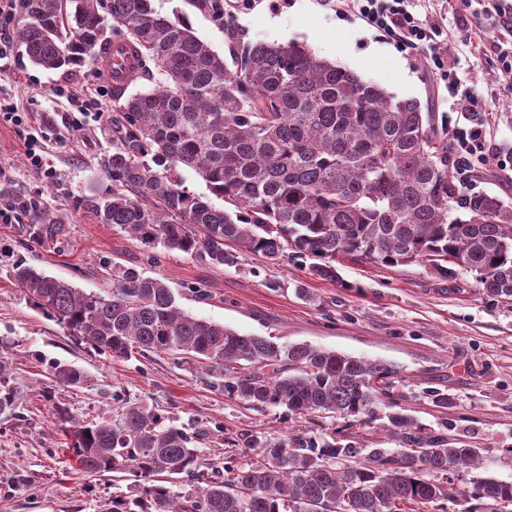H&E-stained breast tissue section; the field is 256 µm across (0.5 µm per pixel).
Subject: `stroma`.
Masks as SVG:
<instances>
[{
    "instance_id": "stroma-1",
    "label": "stroma",
    "mask_w": 512,
    "mask_h": 512,
    "mask_svg": "<svg viewBox=\"0 0 512 512\" xmlns=\"http://www.w3.org/2000/svg\"><path fill=\"white\" fill-rule=\"evenodd\" d=\"M164 15H183L196 36L220 56H228L231 36L241 43L291 41L338 62L400 98H413L448 113L453 126H465L472 107L488 112V131L497 146H512V92L499 84L495 61L479 39H467L474 26L460 0H434L419 16L443 15L437 46L454 66L462 86L477 103H452L443 81L432 74L424 54L402 50L393 40L353 14H339L320 0H249L231 27L193 0H153ZM343 55H336V42ZM102 59L82 66L46 70L13 47L0 65V95L31 113L30 123H0V166L11 180L0 186V207L34 198L40 209L66 228L58 242L37 246L29 240L32 217L0 223V337L13 343L10 387L14 405L0 415V512H105L114 488L138 494L141 482L115 480L106 472H78L57 408L99 420L111 417L118 398L138 400L173 417L187 433H200L196 446L224 475V448L213 439L223 432L261 430L317 439L339 427L324 414L286 416L284 409L244 408L187 354L136 357L113 363L76 343L59 325L29 304L10 276L20 258L48 275L87 291L111 289L113 263L136 267L164 281L179 306L192 316L224 324L242 334L270 336L281 344L307 343L400 370L403 405L426 432L459 446L482 451V466L512 481V301L486 296L472 276L437 273L430 264L396 266L344 261L341 282L313 278L309 262L273 263L252 256L236 267H214L163 247L148 248L119 227L98 223L76 210L74 201L90 186L108 189L107 159L112 154V117L119 102L106 89ZM99 93L102 122L87 120L83 130L69 126L68 102L59 87ZM44 141L45 167H29L24 143ZM65 360L82 368L88 382L69 388L51 382L48 365ZM448 394L453 404L435 408L430 392Z\"/></svg>"
}]
</instances>
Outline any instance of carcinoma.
Segmentation results:
<instances>
[{
	"label": "carcinoma",
	"instance_id": "1",
	"mask_svg": "<svg viewBox=\"0 0 512 512\" xmlns=\"http://www.w3.org/2000/svg\"><path fill=\"white\" fill-rule=\"evenodd\" d=\"M20 45L47 70L74 67L112 41L132 47L131 79L155 86L129 96L112 117V188L93 186L75 207L215 267L249 255L313 260L311 276L339 279L341 259L395 266L429 262L470 274L490 296L512 299V205L471 192L454 169L448 116L397 98L307 47L233 42L235 71L180 16L152 0H22ZM194 171L230 208L189 191ZM65 227L44 213L30 240L54 242ZM11 275L35 309L75 341L112 361L181 351L250 408L328 414L348 433L315 439L264 432L224 434V479L210 476L183 429L156 409L125 402L111 421L80 419L67 406L79 470L130 471L148 482L116 491L106 512H512V482L481 466L477 448L428 435L405 413L390 364L305 343L280 345L187 314L171 288L112 264V291L49 276L27 259ZM53 381L79 388L83 369L49 365ZM10 364L0 359V414L13 407ZM399 448H358L369 423ZM243 448L257 460L240 463ZM187 478V493L154 485Z\"/></svg>",
	"mask_w": 512,
	"mask_h": 512
}]
</instances>
